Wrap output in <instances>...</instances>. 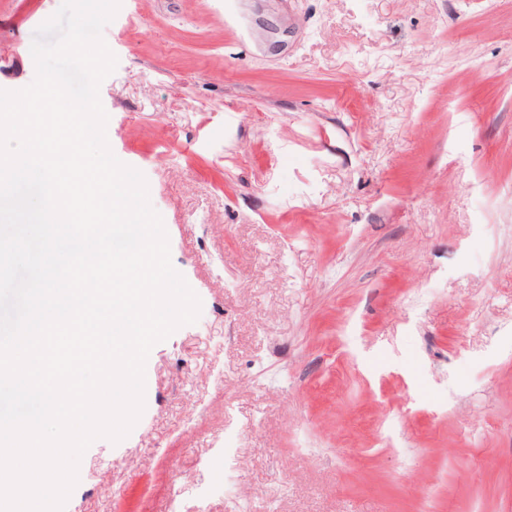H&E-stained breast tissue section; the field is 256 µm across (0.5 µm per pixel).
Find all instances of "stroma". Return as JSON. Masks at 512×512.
I'll return each mask as SVG.
<instances>
[{"instance_id":"stroma-1","label":"stroma","mask_w":512,"mask_h":512,"mask_svg":"<svg viewBox=\"0 0 512 512\" xmlns=\"http://www.w3.org/2000/svg\"><path fill=\"white\" fill-rule=\"evenodd\" d=\"M60 5L0 0V90ZM102 35L201 311L64 512H512V0H122Z\"/></svg>"}]
</instances>
